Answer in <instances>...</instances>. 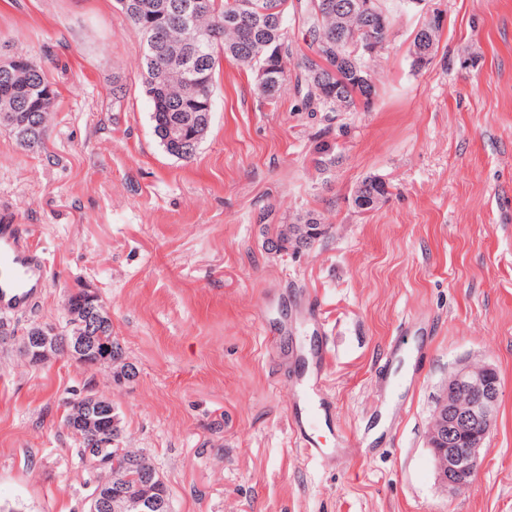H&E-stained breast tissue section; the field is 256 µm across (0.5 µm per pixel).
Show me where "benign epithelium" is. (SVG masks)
Wrapping results in <instances>:
<instances>
[{"mask_svg": "<svg viewBox=\"0 0 512 512\" xmlns=\"http://www.w3.org/2000/svg\"><path fill=\"white\" fill-rule=\"evenodd\" d=\"M164 49L173 59L183 62L180 71L191 76L189 85L199 80V68L184 62L177 45L163 38ZM319 229L299 224L288 234V242L276 244V250L286 251L317 240ZM88 312L73 323V331L61 335L51 324L32 325L22 337L21 347L28 362L46 364L64 355L90 368L107 367L113 382L124 386L136 380V370L122 367L119 360L100 356L99 340L102 328L112 320L110 311L93 288L86 289ZM500 403V380L495 368L467 362L448 374L436 399L429 424L428 446L431 450L439 482L458 492L468 489L482 464V449L497 423ZM75 409L67 415L69 431L79 437L93 439L96 447L87 449V456L109 469V476L97 489L89 512H169L165 496L157 497L154 489L164 481L154 471L146 478L130 482L112 469L109 448L121 446L123 428L114 414L112 400L85 396L73 402Z\"/></svg>", "mask_w": 512, "mask_h": 512, "instance_id": "7a95c632", "label": "benign epithelium"}]
</instances>
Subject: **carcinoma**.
<instances>
[{"label": "carcinoma", "mask_w": 512, "mask_h": 512, "mask_svg": "<svg viewBox=\"0 0 512 512\" xmlns=\"http://www.w3.org/2000/svg\"><path fill=\"white\" fill-rule=\"evenodd\" d=\"M120 15L137 35L144 51L142 58V83L152 101L150 120L160 145L171 156L188 160L196 154L211 122L215 71L220 60L227 57L248 68L253 74L270 65L272 47L263 44L264 32L234 21L250 11L257 14L276 7L278 0H192L196 4L191 26V37L185 46V55H202L207 64L206 78L194 94H186L182 81L174 78V62L163 47L154 42L155 32L167 30L173 38L180 36L176 28L180 12L178 5L184 0H116ZM324 0L307 4L309 50L311 55L295 63L299 73L292 74L288 49L286 22L278 26L279 55L275 69L268 72L265 88L255 79L258 93L271 103L277 101L280 91L291 78L304 84V106L314 112H351L368 110L375 97L371 60L355 53L351 44L338 42L336 37V12L327 11ZM347 9V20L359 28L358 39L374 37L380 41L388 38L390 30L379 27L383 13L363 16L355 6L359 0H337ZM28 64L12 70L8 77L0 76V98L6 95L5 87L23 88L28 85L36 92L20 101L21 111L15 113L14 123L6 129L25 150H41L50 136L51 118L59 93L44 75L43 65L30 56ZM179 134L171 139L170 130ZM316 167L323 168L336 162L334 148L323 143L316 147ZM104 342L100 353L110 358L125 352L112 336V325L103 329ZM116 469L137 476L140 466L148 463L145 456L134 459L127 454L113 457Z\"/></svg>", "instance_id": "1"}]
</instances>
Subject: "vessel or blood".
<instances>
[{
  "label": "vessel or blood",
  "instance_id": "obj_1",
  "mask_svg": "<svg viewBox=\"0 0 512 512\" xmlns=\"http://www.w3.org/2000/svg\"><path fill=\"white\" fill-rule=\"evenodd\" d=\"M48 284V266L42 253L34 248L27 233L16 224H0V312L29 309ZM313 410H299L290 427L300 449L309 456L320 455L309 431Z\"/></svg>",
  "mask_w": 512,
  "mask_h": 512
}]
</instances>
